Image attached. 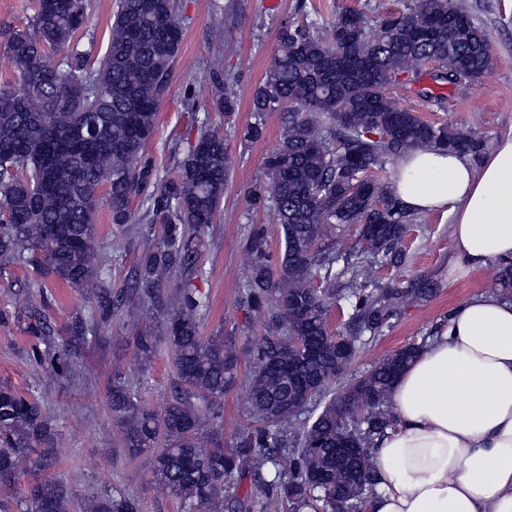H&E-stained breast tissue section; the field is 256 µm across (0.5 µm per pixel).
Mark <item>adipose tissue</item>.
I'll use <instances>...</instances> for the list:
<instances>
[{"label":"adipose tissue","instance_id":"1","mask_svg":"<svg viewBox=\"0 0 512 512\" xmlns=\"http://www.w3.org/2000/svg\"><path fill=\"white\" fill-rule=\"evenodd\" d=\"M392 192L408 211L447 213L452 269L512 258V131L477 164L437 147L401 156ZM391 403L396 425L373 451L379 488L366 512H512V301L457 303Z\"/></svg>","mask_w":512,"mask_h":512}]
</instances>
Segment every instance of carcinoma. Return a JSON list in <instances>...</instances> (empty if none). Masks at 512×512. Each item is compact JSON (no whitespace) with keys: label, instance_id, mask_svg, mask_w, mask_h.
<instances>
[{"label":"carcinoma","instance_id":"obj_1","mask_svg":"<svg viewBox=\"0 0 512 512\" xmlns=\"http://www.w3.org/2000/svg\"><path fill=\"white\" fill-rule=\"evenodd\" d=\"M412 2L407 12L380 19L376 34L351 9L326 30L280 25L253 92L255 121L240 138L259 140L265 113L282 116V140L263 159L268 182L255 183L247 201L253 210L273 206L284 249L273 257L265 248L268 226L250 225L241 301L264 335L241 350L231 338L202 334L208 302L195 283L203 277L202 233L217 223L224 200L228 138L204 113L177 174L165 180L146 153L183 41L180 0H119L98 61L83 42L94 39L89 0H36L24 27L0 26V46L16 72L0 84V267L31 265L69 288L94 289L91 317H75L63 336L32 312L33 359L67 380L99 324L114 316L148 319L137 336L140 364H151L165 342L175 375L171 398L158 414L120 377L108 399L125 454L152 452L155 484L181 512H363L376 491L370 449L395 425L391 388L439 331L385 356L317 416H308V406L402 303L437 292L423 276L404 286L374 276L404 262L413 221L390 191L389 161L422 146L472 155L487 148L389 95L401 76L411 84L426 64L437 66V81L454 85L465 74L481 77L490 63L487 35L455 0ZM212 107L229 118L237 100L226 90ZM137 196L160 234L146 243L131 284L114 293L97 218L104 207L117 229L129 230L140 223L131 206ZM343 224L357 225L370 248L343 257L350 277L340 291L315 288L317 279L336 283L338 256L322 240ZM494 277L511 301L512 259L496 264ZM167 278L177 279L171 291ZM341 301L351 313L338 345L327 312ZM294 336L306 349L290 347ZM241 351L254 365L246 389L253 420L226 448L221 400L236 384ZM53 440L41 401L1 383L0 489L17 495L22 512H140L134 497L118 491L81 505L54 476L15 488L28 466L53 464ZM244 478L256 494H225Z\"/></svg>","mask_w":512,"mask_h":512}]
</instances>
